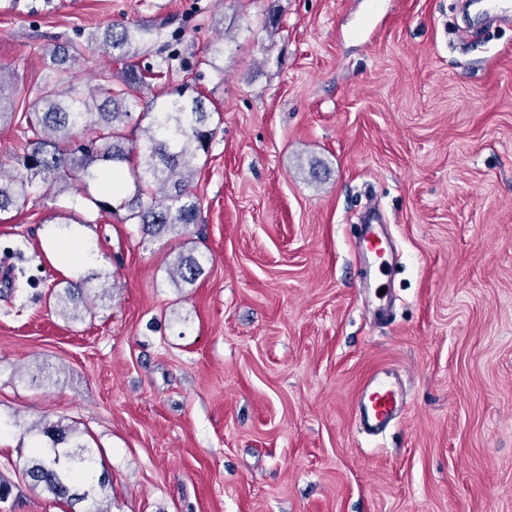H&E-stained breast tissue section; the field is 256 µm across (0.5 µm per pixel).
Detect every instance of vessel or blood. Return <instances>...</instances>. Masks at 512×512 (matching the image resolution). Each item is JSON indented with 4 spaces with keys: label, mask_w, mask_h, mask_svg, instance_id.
Instances as JSON below:
<instances>
[{
    "label": "vessel or blood",
    "mask_w": 512,
    "mask_h": 512,
    "mask_svg": "<svg viewBox=\"0 0 512 512\" xmlns=\"http://www.w3.org/2000/svg\"><path fill=\"white\" fill-rule=\"evenodd\" d=\"M365 260H378L389 252L390 244L380 235L374 225H365L358 245ZM406 410L404 398L396 382L389 374H374L366 383L354 406V415L359 426L377 435L396 422Z\"/></svg>",
    "instance_id": "b4317fda"
}]
</instances>
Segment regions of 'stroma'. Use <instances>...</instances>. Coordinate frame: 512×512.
Listing matches in <instances>:
<instances>
[{"instance_id": "1", "label": "stroma", "mask_w": 512, "mask_h": 512, "mask_svg": "<svg viewBox=\"0 0 512 512\" xmlns=\"http://www.w3.org/2000/svg\"><path fill=\"white\" fill-rule=\"evenodd\" d=\"M155 27L146 104L195 85L217 111L183 236L87 210L38 184L0 220L33 285L0 287V512H63L21 470L75 427L112 477V512H512V20L461 32L458 0H11L14 77L0 163L76 45L86 85L120 70L90 30ZM224 42L221 68L207 48ZM375 208L399 255L358 253ZM98 256L54 255L63 212ZM209 256L194 285L169 268ZM109 298L62 318L52 284ZM400 370L405 418L372 437L355 395Z\"/></svg>"}]
</instances>
